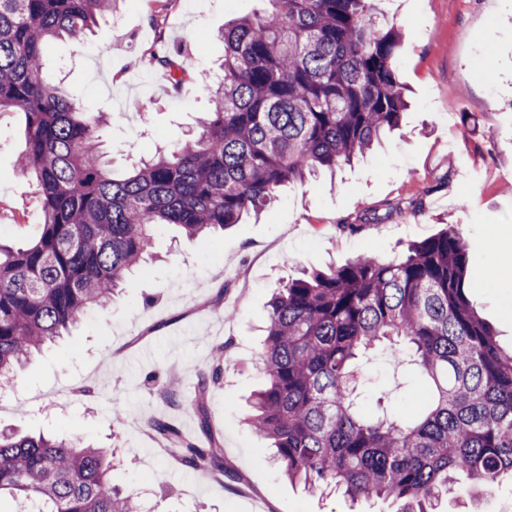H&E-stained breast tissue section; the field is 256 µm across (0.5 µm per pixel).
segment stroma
Here are the masks:
<instances>
[{"label":"stroma","instance_id":"stroma-1","mask_svg":"<svg viewBox=\"0 0 512 512\" xmlns=\"http://www.w3.org/2000/svg\"><path fill=\"white\" fill-rule=\"evenodd\" d=\"M263 0H176L166 38L183 56L179 88L152 68L155 40L147 0H126L99 19L84 52L70 41L47 47L67 93L108 124L103 149L116 171L184 142L210 91L201 71L217 70L224 24L264 9ZM402 33L398 78L409 107L401 127L336 177L283 189L260 217L185 241L177 226L154 234L153 258L132 275L107 312L94 314L46 348L0 396V430L81 438L113 451L112 477L146 512H398L399 502L310 490L282 474L247 424L260 382L271 293L302 270L366 255L389 259L453 226L468 245L465 292L478 314L512 346V0H384ZM469 127H462V115ZM25 117L0 115V244L35 239L42 214L16 168ZM224 349V375L209 394L211 425L224 442L230 475L201 479L172 464L148 423L173 421L199 436L190 392ZM358 375L368 410L417 416L425 385L406 377L395 354L362 358ZM122 409L115 423L114 409ZM439 512H512V478L482 496L467 479Z\"/></svg>","mask_w":512,"mask_h":512}]
</instances>
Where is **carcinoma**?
<instances>
[{
  "mask_svg": "<svg viewBox=\"0 0 512 512\" xmlns=\"http://www.w3.org/2000/svg\"><path fill=\"white\" fill-rule=\"evenodd\" d=\"M120 0H0V115L25 116L19 170L42 215L25 248H0V386L43 347L109 308L143 261L155 229L185 239L237 224L280 188L334 171L399 126L407 107L395 70L400 32L380 0H266L224 25L223 76L213 108L184 144L118 178L103 160L102 112H86L47 69L45 48L82 52L97 19ZM172 85L182 56L149 52ZM468 248L447 227L388 260L362 256L288 281L270 301L254 432L272 442L291 480L341 489L351 500L393 496L401 512H436L460 473L481 492L512 477V351L470 305ZM382 345L426 384L411 420L369 415L349 388L353 365ZM223 370L201 377L197 442L155 418L150 428L192 469L227 472L207 396ZM19 512H141L112 484V450L78 438L0 431V497Z\"/></svg>",
  "mask_w": 512,
  "mask_h": 512,
  "instance_id": "cac0c4a2",
  "label": "carcinoma"
}]
</instances>
